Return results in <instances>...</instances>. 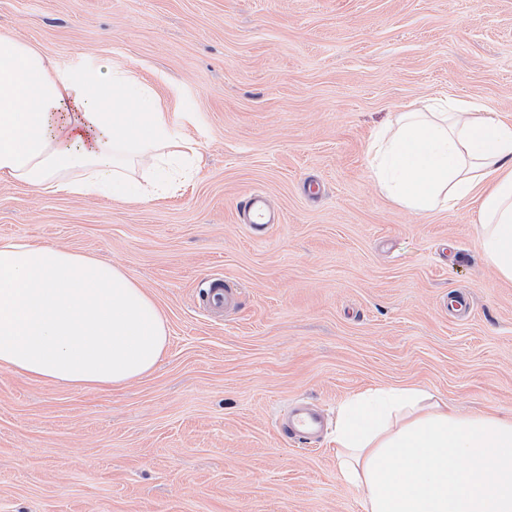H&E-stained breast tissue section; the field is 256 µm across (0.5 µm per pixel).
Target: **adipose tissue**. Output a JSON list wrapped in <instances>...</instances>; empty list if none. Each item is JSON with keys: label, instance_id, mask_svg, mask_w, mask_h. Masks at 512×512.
Here are the masks:
<instances>
[{"label": "adipose tissue", "instance_id": "ef3b65f1", "mask_svg": "<svg viewBox=\"0 0 512 512\" xmlns=\"http://www.w3.org/2000/svg\"><path fill=\"white\" fill-rule=\"evenodd\" d=\"M190 147L125 65L0 46V181L139 202L168 193L167 159ZM369 171L419 214L475 201L481 255L512 282V122L459 98L406 109L374 134ZM168 339L154 298L121 267L0 239V368L119 386L154 371ZM333 435L338 477L361 512H512V416L464 415L428 386L386 385L348 397Z\"/></svg>", "mask_w": 512, "mask_h": 512}]
</instances>
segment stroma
I'll return each instance as SVG.
<instances>
[{
  "label": "stroma",
  "instance_id": "35a3bbf8",
  "mask_svg": "<svg viewBox=\"0 0 512 512\" xmlns=\"http://www.w3.org/2000/svg\"><path fill=\"white\" fill-rule=\"evenodd\" d=\"M0 35L58 62H125L199 164L141 203L0 183V238L125 269L166 319L150 374L84 389L0 369V512H359L330 435L294 402L421 383L512 415V282L471 207L419 215L369 174L375 132L448 96L512 120V0H0ZM263 193L281 221L251 235ZM226 280L237 304L203 308ZM470 294L467 311L447 308ZM240 210L247 216V224L254 235L260 236L267 229L268 224H275L265 215L264 198L255 194L250 195L240 204ZM318 419L309 415L297 416L293 421V427H288V435L303 444L312 442V433L318 426Z\"/></svg>",
  "mask_w": 512,
  "mask_h": 512
}]
</instances>
